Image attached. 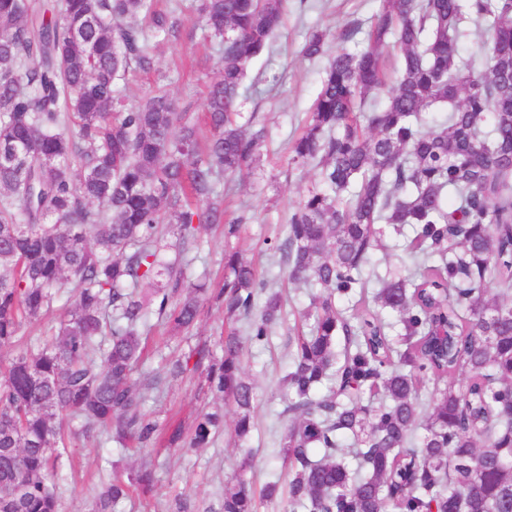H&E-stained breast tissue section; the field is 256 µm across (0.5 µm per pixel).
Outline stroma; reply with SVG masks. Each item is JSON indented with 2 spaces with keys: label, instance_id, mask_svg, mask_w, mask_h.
<instances>
[{
  "label": "stroma",
  "instance_id": "stroma-1",
  "mask_svg": "<svg viewBox=\"0 0 512 512\" xmlns=\"http://www.w3.org/2000/svg\"><path fill=\"white\" fill-rule=\"evenodd\" d=\"M379 0H288V16L277 32L268 54L253 60L241 87V117L256 118L264 124L267 137L260 148L255 171L243 172L224 181V204L231 215H246L234 249L250 260L257 272L273 283H281L284 272L267 247V241L283 238L292 207L314 182L313 166L295 167L289 161V145L306 121L318 93L328 53L336 49V39L352 19L370 23L379 9ZM314 31L328 34L323 56L308 59L300 49ZM155 73L132 74L121 86L127 103L144 99L157 75H165L171 93L189 105L191 116L203 110L209 77L221 64L220 53L202 45V32L191 13L182 16L179 39L158 42L154 48ZM412 230L398 235L387 232L380 249L375 250L363 273L384 275L387 269L406 264L403 251ZM224 243L221 229L203 233L195 260L187 268L189 278L207 275L211 282L224 276ZM305 289L289 288L287 315L277 326L271 342L262 349L249 348L244 354L246 372L257 394L256 426L248 448L254 454L249 476L255 489L285 477L279 457V439L288 419L278 382L288 363V328L306 308ZM224 329V311L215 303L205 304L197 326L189 336L173 334L155 324L149 335V355L144 371L163 373L191 346L217 347ZM202 376L193 372L172 380L161 390L149 392L144 412L159 427L181 422L190 428L196 415L209 403L201 388ZM224 430L204 448L161 449L153 452L156 481L152 493L134 492L121 501L114 512H167L176 496L187 497L192 512L218 507L224 482L237 470L243 450L234 439L233 408H224ZM140 456L127 452L106 433L91 438L73 436L63 450L62 464L54 481L60 512H90L102 484L125 468L139 465Z\"/></svg>",
  "mask_w": 512,
  "mask_h": 512
}]
</instances>
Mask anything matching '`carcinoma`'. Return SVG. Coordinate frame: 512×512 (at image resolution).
<instances>
[{
  "mask_svg": "<svg viewBox=\"0 0 512 512\" xmlns=\"http://www.w3.org/2000/svg\"><path fill=\"white\" fill-rule=\"evenodd\" d=\"M288 0H193L203 39L222 56L204 125L179 109L164 80L136 104L117 81L155 69L153 41L179 37L181 5L153 0H0V512H59L50 481L64 426L105 430L125 448L182 443L142 411L159 374L134 379L150 315L177 333L215 300L265 344L283 298L238 251L224 252L218 289L185 269L212 224L240 236L224 211V177L251 168L264 128L237 122L247 66L269 51ZM489 40L483 68L464 61L468 25ZM366 47L331 56L291 162L318 182L274 242L289 280L311 290L309 328L288 338L280 380L288 426L280 439L290 512H512V0H380ZM402 63L387 79L382 50ZM314 32L301 53L323 54ZM451 106L426 129L423 114ZM410 226L416 273L387 271L374 308L345 316L337 302L365 288L362 269L384 227ZM70 303L51 340L21 343L63 287ZM267 295L262 307L258 297ZM398 315L386 334L381 311ZM205 368L213 410L188 447L224 428L254 425L255 387L237 334L221 353L197 346L172 363ZM467 373L466 381L457 379ZM444 381L431 408L425 378ZM336 381L316 395L326 380ZM422 428L418 438L415 430ZM248 463L224 485L216 512H256ZM151 463L114 477L93 512H112L131 488L151 490Z\"/></svg>",
  "mask_w": 512,
  "mask_h": 512,
  "instance_id": "cac0c4a2",
  "label": "carcinoma"
}]
</instances>
